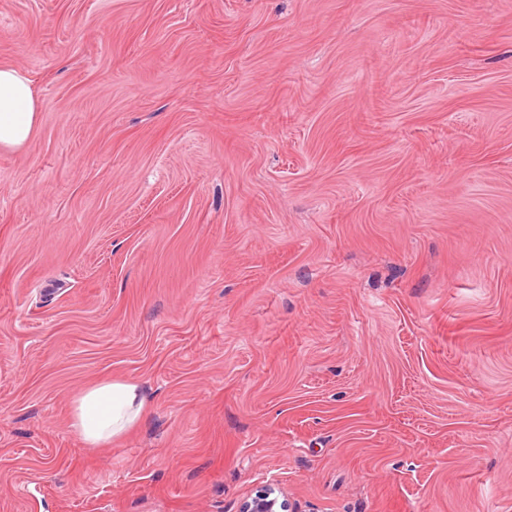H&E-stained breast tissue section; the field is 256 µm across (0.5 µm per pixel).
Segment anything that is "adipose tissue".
<instances>
[{"label":"adipose tissue","mask_w":512,"mask_h":512,"mask_svg":"<svg viewBox=\"0 0 512 512\" xmlns=\"http://www.w3.org/2000/svg\"><path fill=\"white\" fill-rule=\"evenodd\" d=\"M41 120V105L32 80L22 71L0 66V150L19 151ZM149 400L139 384L109 379L74 401L71 426L87 447L121 436L146 418Z\"/></svg>","instance_id":"ef3b65f1"}]
</instances>
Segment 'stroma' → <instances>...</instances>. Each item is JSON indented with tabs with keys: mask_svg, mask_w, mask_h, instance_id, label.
Here are the masks:
<instances>
[{
	"mask_svg": "<svg viewBox=\"0 0 512 512\" xmlns=\"http://www.w3.org/2000/svg\"><path fill=\"white\" fill-rule=\"evenodd\" d=\"M0 64V512H512V0H0ZM41 120L32 80L15 67L0 66V150L20 151ZM149 400L139 384L109 379L74 401L71 427L87 447L111 442L146 418ZM239 512H295L288 497L274 482H267L256 489L240 505Z\"/></svg>",
	"mask_w": 512,
	"mask_h": 512,
	"instance_id": "stroma-1",
	"label": "stroma"
}]
</instances>
